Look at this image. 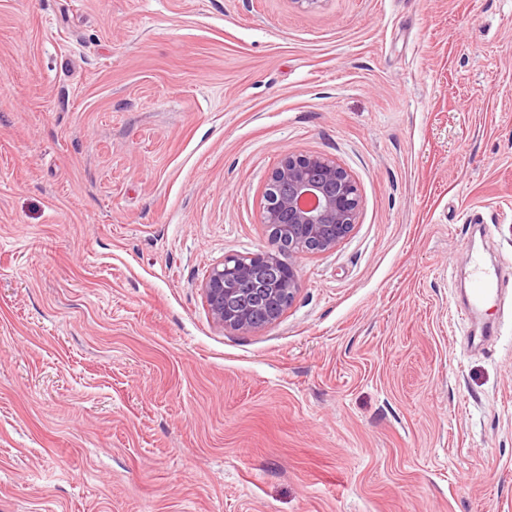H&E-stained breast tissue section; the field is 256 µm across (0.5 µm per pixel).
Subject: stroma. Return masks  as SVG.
<instances>
[{
  "label": "stroma",
  "mask_w": 512,
  "mask_h": 512,
  "mask_svg": "<svg viewBox=\"0 0 512 512\" xmlns=\"http://www.w3.org/2000/svg\"><path fill=\"white\" fill-rule=\"evenodd\" d=\"M287 153L358 222L225 332ZM469 249L512 261V0H0V512H512Z\"/></svg>",
  "instance_id": "35a3bbf8"
}]
</instances>
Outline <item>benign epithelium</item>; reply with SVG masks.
<instances>
[{
    "mask_svg": "<svg viewBox=\"0 0 512 512\" xmlns=\"http://www.w3.org/2000/svg\"><path fill=\"white\" fill-rule=\"evenodd\" d=\"M358 211L357 186L345 168L320 154L284 155L267 177L262 213L272 248L224 256L201 284L213 322L238 334L277 322L299 291L295 258L335 249L353 231Z\"/></svg>",
    "mask_w": 512,
    "mask_h": 512,
    "instance_id": "7a95c632",
    "label": "benign epithelium"
}]
</instances>
